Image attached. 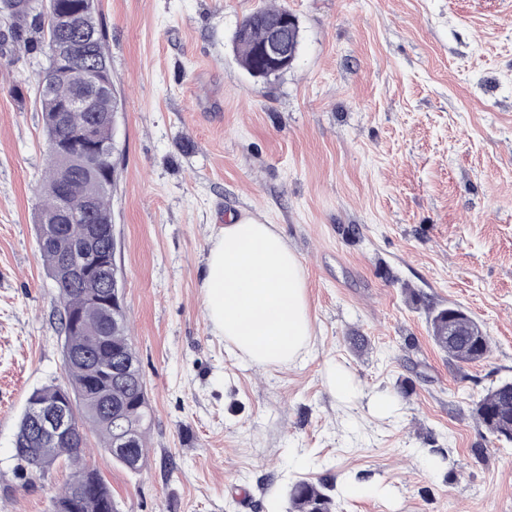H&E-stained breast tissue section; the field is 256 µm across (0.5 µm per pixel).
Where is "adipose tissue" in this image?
Instances as JSON below:
<instances>
[{
  "label": "adipose tissue",
  "instance_id": "obj_1",
  "mask_svg": "<svg viewBox=\"0 0 512 512\" xmlns=\"http://www.w3.org/2000/svg\"><path fill=\"white\" fill-rule=\"evenodd\" d=\"M200 288L214 330L255 365L292 363L312 340L305 270L274 225L243 215L220 229Z\"/></svg>",
  "mask_w": 512,
  "mask_h": 512
}]
</instances>
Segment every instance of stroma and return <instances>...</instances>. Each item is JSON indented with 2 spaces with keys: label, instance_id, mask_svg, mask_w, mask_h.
<instances>
[{
  "label": "stroma",
  "instance_id": "1",
  "mask_svg": "<svg viewBox=\"0 0 512 512\" xmlns=\"http://www.w3.org/2000/svg\"><path fill=\"white\" fill-rule=\"evenodd\" d=\"M263 2L98 0L115 260L152 423L141 471L94 434L85 460L120 512H286L298 480L331 486L339 512H512V443L472 415L512 380V0H279L303 44L266 81L232 41ZM44 63L0 27V512H50L72 473L25 482L14 451L64 364L34 226ZM243 212L306 270L314 340L291 364L257 367L207 317L211 238ZM448 306L489 336L485 359L435 345Z\"/></svg>",
  "mask_w": 512,
  "mask_h": 512
}]
</instances>
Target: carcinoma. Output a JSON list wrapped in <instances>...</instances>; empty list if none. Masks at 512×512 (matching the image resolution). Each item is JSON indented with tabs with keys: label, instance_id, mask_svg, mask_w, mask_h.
Returning <instances> with one entry per match:
<instances>
[{
	"label": "carcinoma",
	"instance_id": "obj_1",
	"mask_svg": "<svg viewBox=\"0 0 512 512\" xmlns=\"http://www.w3.org/2000/svg\"><path fill=\"white\" fill-rule=\"evenodd\" d=\"M35 2L0 0V24L11 30L18 44L28 51L46 52L50 40L63 42L77 38L74 31L51 29L47 19L38 17ZM285 13V8L259 6L238 24L234 44L247 72L263 63L261 48L268 38L269 23ZM29 29L39 37H28ZM104 39L101 32L98 38L81 43L77 64L88 68L107 57ZM71 91V85L63 78L57 81L53 92L39 94L46 143L60 138L75 139L87 130L101 143L112 141V127L103 117L118 111L115 94L97 100L92 112L74 113L69 128L55 125L56 112ZM112 167L114 162L111 161L106 172L93 177L73 164L67 180L63 181L60 162L52 153H47V170L38 188L41 204L36 216V236L40 258L58 288L56 306L59 331L63 335L64 371L61 380L33 390L27 403L57 399L67 402L78 413L81 432L89 429L99 432L109 453L112 452L114 431L110 405H120L122 424L136 439L134 454L140 470L147 462L145 437L151 423V409L146 392L119 382L112 372L122 360L135 355L125 307H113L110 318L99 315L95 310L96 302L112 299V289L93 273L75 278L62 275L63 261L73 256L81 243L84 224H55L53 243L45 245L42 242L46 230L42 217L56 206L62 192L77 210H84L86 202L93 200L98 211H111ZM114 253L115 243L109 236L99 242L96 259L110 266ZM447 312L446 308L432 312L431 327L436 345L458 363L483 359L489 352L490 340L485 334L480 337L474 335L479 324L471 317L457 321L459 335L451 339L440 335L441 320ZM472 413L490 436L498 441L512 442V381L489 389L474 402ZM85 445L84 436L77 440L44 437L31 416L30 408H25L15 438L17 459L31 463V474L42 476L64 457L73 467L72 476L81 482L77 494L72 483L65 484L53 500V512H117L112 490L99 471L83 460ZM287 497L288 512H336L334 499L320 484L297 481L288 489Z\"/></svg>",
	"mask_w": 512,
	"mask_h": 512
}]
</instances>
